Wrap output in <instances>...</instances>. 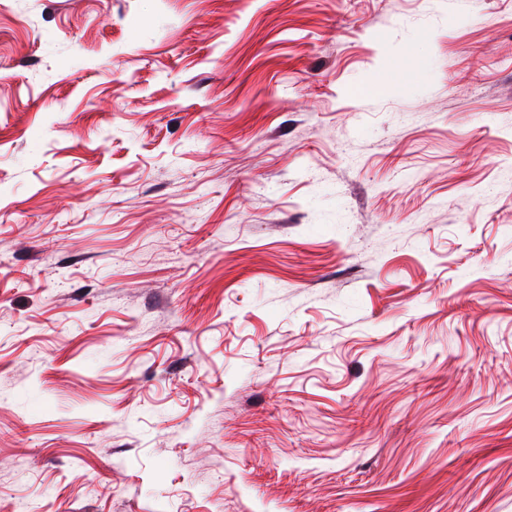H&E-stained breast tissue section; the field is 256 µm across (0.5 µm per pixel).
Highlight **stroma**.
I'll return each mask as SVG.
<instances>
[{
    "instance_id": "1",
    "label": "stroma",
    "mask_w": 512,
    "mask_h": 512,
    "mask_svg": "<svg viewBox=\"0 0 512 512\" xmlns=\"http://www.w3.org/2000/svg\"><path fill=\"white\" fill-rule=\"evenodd\" d=\"M31 503L512 512V0H0Z\"/></svg>"
}]
</instances>
